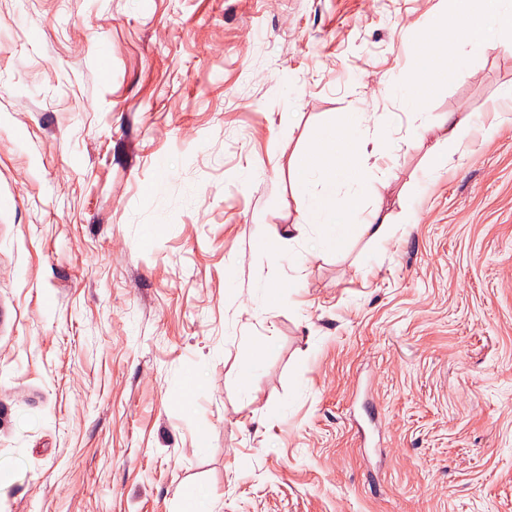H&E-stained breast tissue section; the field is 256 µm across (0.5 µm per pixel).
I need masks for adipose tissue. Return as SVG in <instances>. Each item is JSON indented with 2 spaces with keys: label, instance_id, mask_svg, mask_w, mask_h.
Here are the masks:
<instances>
[{
  "label": "adipose tissue",
  "instance_id": "ef3b65f1",
  "mask_svg": "<svg viewBox=\"0 0 512 512\" xmlns=\"http://www.w3.org/2000/svg\"><path fill=\"white\" fill-rule=\"evenodd\" d=\"M473 7L475 15L466 22L440 15L418 35L413 61L418 84L413 89L402 84L396 87L408 107L418 113L419 122L414 128L417 134L432 128L427 113L420 110L424 98L470 70L464 58L449 57V43L482 40L481 20L485 17L495 20L499 32L512 33V0H473ZM363 121V113L344 114L339 124L316 135L314 148L302 154L294 166L297 182L311 187L302 221L325 226L324 244L332 251L342 249L352 233L377 241L387 236L390 227L388 215L382 214L381 210L368 214L363 211L364 198L357 186ZM345 182L351 183L352 189L344 199H337V189Z\"/></svg>",
  "mask_w": 512,
  "mask_h": 512
}]
</instances>
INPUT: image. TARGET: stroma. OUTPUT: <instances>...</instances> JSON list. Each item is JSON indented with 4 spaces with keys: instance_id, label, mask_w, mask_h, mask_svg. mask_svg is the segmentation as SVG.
<instances>
[{
    "instance_id": "35a3bbf8",
    "label": "stroma",
    "mask_w": 512,
    "mask_h": 512,
    "mask_svg": "<svg viewBox=\"0 0 512 512\" xmlns=\"http://www.w3.org/2000/svg\"><path fill=\"white\" fill-rule=\"evenodd\" d=\"M443 9L0 0V512H512V50L439 175L390 91ZM356 111L391 231L336 254L291 166Z\"/></svg>"
}]
</instances>
